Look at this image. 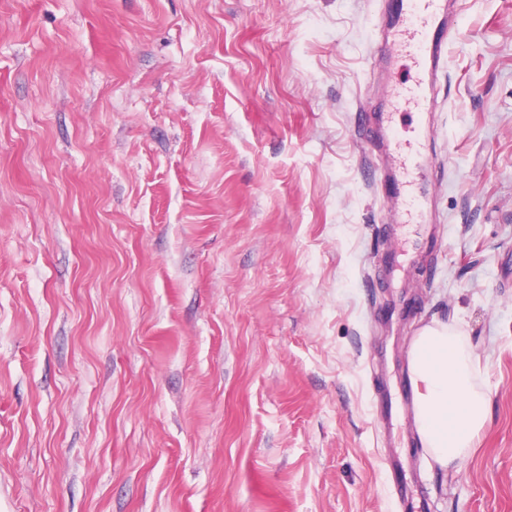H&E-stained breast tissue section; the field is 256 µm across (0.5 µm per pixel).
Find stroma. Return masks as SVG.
Instances as JSON below:
<instances>
[{
    "label": "stroma",
    "mask_w": 512,
    "mask_h": 512,
    "mask_svg": "<svg viewBox=\"0 0 512 512\" xmlns=\"http://www.w3.org/2000/svg\"><path fill=\"white\" fill-rule=\"evenodd\" d=\"M375 0H0V512H512V0H457L435 219L360 139ZM491 391L441 468L410 341Z\"/></svg>",
    "instance_id": "stroma-1"
}]
</instances>
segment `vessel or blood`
I'll list each match as a JSON object with an SVG mask.
<instances>
[{"label": "vessel or blood", "mask_w": 512, "mask_h": 512, "mask_svg": "<svg viewBox=\"0 0 512 512\" xmlns=\"http://www.w3.org/2000/svg\"><path fill=\"white\" fill-rule=\"evenodd\" d=\"M448 17V0H397L392 19L383 28L370 55L388 65L396 58H407L419 77L411 85L393 89L390 112L410 108L424 115L435 111L434 86L448 61L447 41L443 35ZM396 171L403 187L400 200L404 218L409 223H420L428 214L430 191L423 136H416Z\"/></svg>", "instance_id": "b4317fda"}]
</instances>
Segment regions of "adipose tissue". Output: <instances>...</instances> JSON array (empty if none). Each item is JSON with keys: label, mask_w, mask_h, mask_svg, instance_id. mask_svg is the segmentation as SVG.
Segmentation results:
<instances>
[{"label": "adipose tissue", "mask_w": 512, "mask_h": 512, "mask_svg": "<svg viewBox=\"0 0 512 512\" xmlns=\"http://www.w3.org/2000/svg\"><path fill=\"white\" fill-rule=\"evenodd\" d=\"M413 421L420 444L440 467L463 460L488 422L490 393L479 385V358L456 325L436 321L413 337L408 355Z\"/></svg>", "instance_id": "obj_1"}]
</instances>
